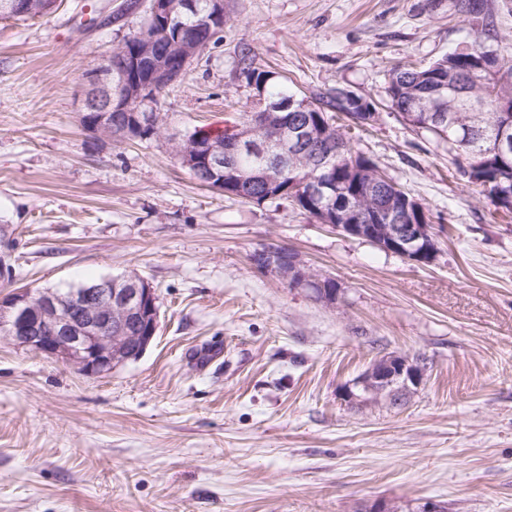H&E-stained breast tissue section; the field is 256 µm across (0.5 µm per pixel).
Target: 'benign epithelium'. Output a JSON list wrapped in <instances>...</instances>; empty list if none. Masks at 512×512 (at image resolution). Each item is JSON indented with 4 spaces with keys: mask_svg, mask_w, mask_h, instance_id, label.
Returning a JSON list of instances; mask_svg holds the SVG:
<instances>
[{
    "mask_svg": "<svg viewBox=\"0 0 512 512\" xmlns=\"http://www.w3.org/2000/svg\"><path fill=\"white\" fill-rule=\"evenodd\" d=\"M28 0H0V12L14 16L30 13ZM143 33L138 44L126 56L122 67L112 64L107 55L99 65L81 76L77 112L98 136L112 130V113L135 112L152 99L162 100L166 89L192 65L203 48L224 30V0H208L200 11L196 0H145ZM196 18L194 37L184 35L183 17ZM140 67L146 68L138 75ZM253 107L267 108L263 113L266 137L256 143L261 172L267 188L281 182L288 161L297 154L303 138L281 119L280 108L265 105L255 98ZM249 130L224 143L188 144L179 160L192 172L217 176L223 160L238 153ZM384 224H364V214L353 212L348 223L337 222L333 207L313 208L317 221L351 237L421 265L436 260L438 247L429 224H407L401 212L419 211L423 204L413 199L400 206L384 199ZM254 265L276 273L293 288L310 289L321 283L322 276L307 268L298 254L287 255L276 248L253 254ZM159 324L158 296L147 280H135L115 286L112 277L74 288L65 295L53 290L18 288L0 297V326L6 339L38 356L71 365L86 376H100L112 371L118 361L130 359L128 350L143 354L155 338ZM50 327V335H40V328ZM424 379V368L402 354H389L374 361L342 392L343 399L362 406L390 404L394 384L409 393Z\"/></svg>",
    "mask_w": 512,
    "mask_h": 512,
    "instance_id": "benign-epithelium-1",
    "label": "benign epithelium"
}]
</instances>
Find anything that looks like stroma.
Masks as SVG:
<instances>
[{"instance_id": "obj_1", "label": "stroma", "mask_w": 512, "mask_h": 512, "mask_svg": "<svg viewBox=\"0 0 512 512\" xmlns=\"http://www.w3.org/2000/svg\"><path fill=\"white\" fill-rule=\"evenodd\" d=\"M123 2L0 21V296L138 274L160 312L146 352L94 378L0 337V512H512V219L385 92L392 67L471 41L458 0H224L220 39L163 97V134L93 139L79 79L143 25L99 26ZM246 52L295 91L375 104L357 146L444 225L433 264L180 164L174 140L250 108ZM270 245L333 278L336 303L258 269ZM394 352L428 362L406 405L343 400Z\"/></svg>"}]
</instances>
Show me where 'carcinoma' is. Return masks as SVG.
<instances>
[{"instance_id": "1", "label": "carcinoma", "mask_w": 512, "mask_h": 512, "mask_svg": "<svg viewBox=\"0 0 512 512\" xmlns=\"http://www.w3.org/2000/svg\"><path fill=\"white\" fill-rule=\"evenodd\" d=\"M474 0H460L459 10L467 21H476L474 39L460 49L442 55L424 68L398 66L387 74L386 94L390 108L412 128L432 134L448 143V154L457 174L479 189L497 209L512 211V142L509 152L499 151L502 128L512 131V55L503 53L499 45L496 12L491 0H482L477 16ZM241 74L247 85L263 92L268 103L296 98L284 111L288 124L308 127L327 138L345 143L343 154L334 159L332 167L322 166L319 142L309 141L300 150L292 166L277 187L279 194L269 197L264 183L255 182L248 189L252 202L289 201L309 212L306 199L308 184L314 180L335 183L327 191L323 203L336 209L351 206L374 213L375 193L381 191L400 201L410 193L398 182L385 176L378 161L357 149L335 123L340 113L356 125L370 127L375 120L372 105L355 95L339 102L323 92L309 97L294 96L288 85L274 73L258 66L253 57L240 59ZM149 126L137 130L125 112L112 113V137L121 141H148L160 136L164 117L149 113ZM259 168L258 154L246 148L236 160L234 170H224V179L233 172Z\"/></svg>"}]
</instances>
